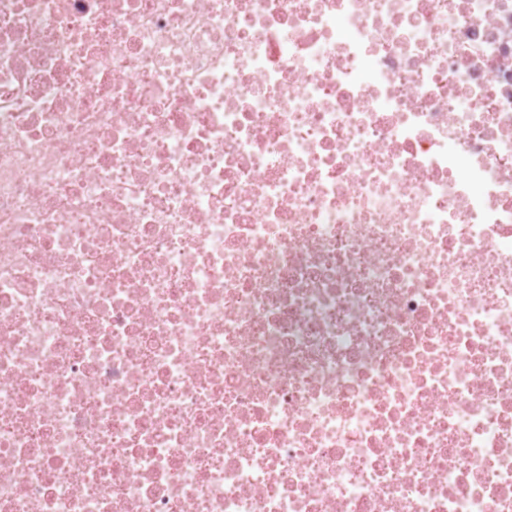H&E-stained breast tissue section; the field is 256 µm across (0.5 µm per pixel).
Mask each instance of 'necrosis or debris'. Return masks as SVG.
<instances>
[{"mask_svg": "<svg viewBox=\"0 0 512 512\" xmlns=\"http://www.w3.org/2000/svg\"><path fill=\"white\" fill-rule=\"evenodd\" d=\"M0 512H512V0H0Z\"/></svg>", "mask_w": 512, "mask_h": 512, "instance_id": "obj_1", "label": "necrosis or debris"}]
</instances>
